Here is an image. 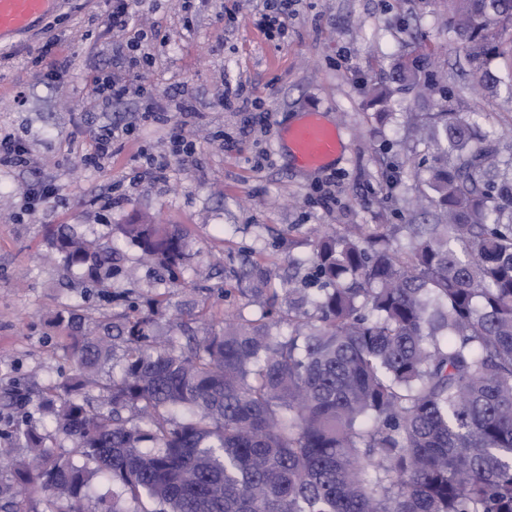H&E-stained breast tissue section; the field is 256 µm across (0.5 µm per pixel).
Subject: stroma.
<instances>
[{"label":"stroma","mask_w":512,"mask_h":512,"mask_svg":"<svg viewBox=\"0 0 512 512\" xmlns=\"http://www.w3.org/2000/svg\"><path fill=\"white\" fill-rule=\"evenodd\" d=\"M266 0H135L133 29L152 59L126 72L127 39L109 23L112 0H61L42 28L0 55V129L17 135L30 162L0 168V390H26L68 373L67 333L56 311L121 314L164 297L168 317L206 309L190 321L204 336L225 312L259 316L262 288L311 273L312 226L401 224L419 218L416 171L432 154L400 115L427 116L445 102L474 112L483 131L512 144V88L484 89L463 49L448 36L444 0H294L287 38H268L257 22ZM441 46L430 67L436 89L421 95L399 82V70L424 47ZM64 80L52 78L56 62ZM125 74L129 91L99 106L94 77ZM257 106H227L239 84ZM390 89L372 103L369 89ZM197 111L183 115L181 99ZM161 105L165 124L141 114ZM344 132V159L320 172L295 168L279 142L281 130L309 108ZM134 126L110 156L90 153L101 128ZM184 135L191 154L176 151ZM165 170L160 181L138 177L145 156ZM37 186L52 194L35 212L24 208ZM176 224L189 241L185 267L170 272L139 259L117 225L133 213ZM112 240L116 272L107 291L65 275L46 255L60 227Z\"/></svg>","instance_id":"35a3bbf8"}]
</instances>
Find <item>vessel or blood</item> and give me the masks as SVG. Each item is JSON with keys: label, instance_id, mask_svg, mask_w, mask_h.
<instances>
[{"label": "vessel or blood", "instance_id": "obj_1", "mask_svg": "<svg viewBox=\"0 0 512 512\" xmlns=\"http://www.w3.org/2000/svg\"><path fill=\"white\" fill-rule=\"evenodd\" d=\"M55 7L56 0H0V49H6L13 37L31 31ZM282 138L293 165L304 172L336 165L347 150L342 129L314 109L285 127Z\"/></svg>", "mask_w": 512, "mask_h": 512}]
</instances>
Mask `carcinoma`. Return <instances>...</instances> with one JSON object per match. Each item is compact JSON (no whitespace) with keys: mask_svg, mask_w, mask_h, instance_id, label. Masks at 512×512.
Here are the masks:
<instances>
[{"mask_svg":"<svg viewBox=\"0 0 512 512\" xmlns=\"http://www.w3.org/2000/svg\"><path fill=\"white\" fill-rule=\"evenodd\" d=\"M446 4L448 33L494 80L512 0ZM401 77L431 86L418 65ZM406 122L439 151L421 179L433 222L319 235L310 287L268 288L259 318L184 345L183 321L156 333L163 299L118 318L57 315L72 373L0 393V455L27 449L0 480V512H20L26 487L44 512H83L95 477L112 484L100 512L122 499L136 512H512V159L473 145L474 118L451 107ZM117 229L163 267L190 257L174 225ZM52 246L64 272L110 287L112 242L62 229Z\"/></svg>","mask_w":512,"mask_h":512,"instance_id":"cac0c4a2","label":"carcinoma"}]
</instances>
